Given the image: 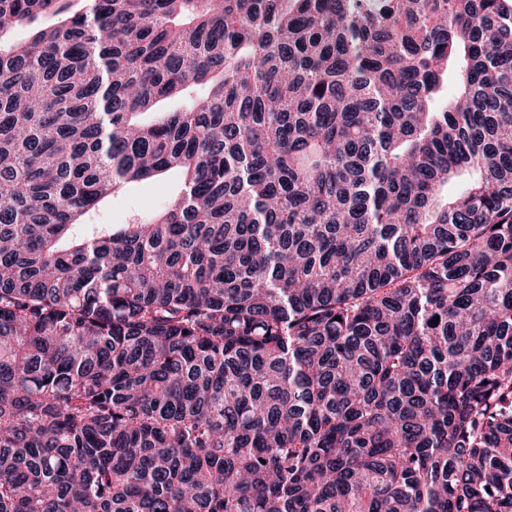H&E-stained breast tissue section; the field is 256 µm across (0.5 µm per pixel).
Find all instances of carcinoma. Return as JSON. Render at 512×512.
<instances>
[{"label":"carcinoma","mask_w":512,"mask_h":512,"mask_svg":"<svg viewBox=\"0 0 512 512\" xmlns=\"http://www.w3.org/2000/svg\"><path fill=\"white\" fill-rule=\"evenodd\" d=\"M71 7L0 0V512H512V0ZM174 187L175 181L171 177L131 186L97 214L98 222L127 224L144 213L157 212L164 207Z\"/></svg>","instance_id":"1"}]
</instances>
